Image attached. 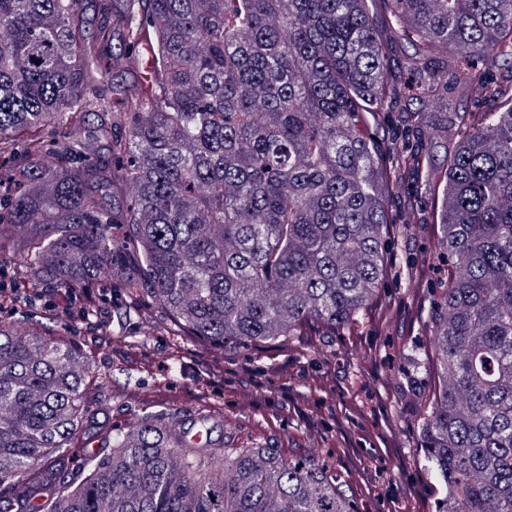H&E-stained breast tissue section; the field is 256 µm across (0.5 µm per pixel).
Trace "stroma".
Instances as JSON below:
<instances>
[{
    "mask_svg": "<svg viewBox=\"0 0 512 512\" xmlns=\"http://www.w3.org/2000/svg\"><path fill=\"white\" fill-rule=\"evenodd\" d=\"M379 35L390 43V70L403 82L411 45L394 40L386 0H372ZM417 223L401 228L371 315L336 332L309 327L294 348L261 345L215 349L191 336L165 331L166 318L151 300L127 302L100 277L111 296L97 323L49 310L48 296L30 300L0 319L27 328L53 326L89 353L95 378L85 393L87 435L103 437L132 414L151 408L191 422L217 398L214 434L252 439L288 458L324 457L347 482L359 512H434L439 485L419 462L420 402L429 383L412 375L402 346L430 354L422 322L434 299L411 287L408 259L434 250L437 232L431 194L416 201Z\"/></svg>",
    "mask_w": 512,
    "mask_h": 512,
    "instance_id": "stroma-1",
    "label": "stroma"
}]
</instances>
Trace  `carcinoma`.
Listing matches in <instances>:
<instances>
[{"mask_svg": "<svg viewBox=\"0 0 512 512\" xmlns=\"http://www.w3.org/2000/svg\"><path fill=\"white\" fill-rule=\"evenodd\" d=\"M368 2L112 0L89 40L82 0H0V262L47 292L106 270L188 336L280 345L359 321L396 225L416 220L391 218L392 192L434 180L448 278L426 323L433 359L403 351L429 378L418 448L442 485L435 512H512V84L490 72L512 57V0H387L394 36L418 46L402 85ZM117 37L147 47L152 83L114 89L115 110L93 86ZM442 44L476 93L471 117L436 112ZM413 98L427 103L403 108L417 142L368 129ZM90 375L76 341L0 321V498L60 461ZM102 447L34 512H357L325 462L203 446L152 411Z\"/></svg>", "mask_w": 512, "mask_h": 512, "instance_id": "cac0c4a2", "label": "carcinoma"}]
</instances>
